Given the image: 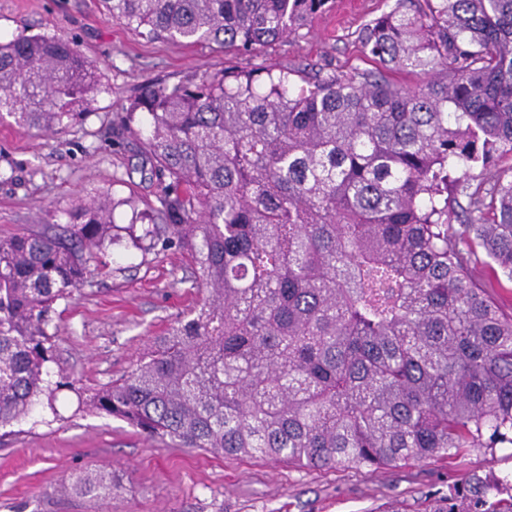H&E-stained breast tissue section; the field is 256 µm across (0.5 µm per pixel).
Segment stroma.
<instances>
[{"mask_svg":"<svg viewBox=\"0 0 512 512\" xmlns=\"http://www.w3.org/2000/svg\"><path fill=\"white\" fill-rule=\"evenodd\" d=\"M393 2L331 0L298 35L235 57L142 36L107 19L97 0H0V39L42 34L75 43L99 62L105 86L85 104L82 121L54 132L0 119V236L66 223V209L99 188L121 199L114 221L128 226L133 209L125 199L148 209L160 183L142 168L139 138L119 123L127 98L157 78L222 67L285 69L296 83L318 72L372 68L358 32ZM114 252L109 276L57 306L50 370L67 373L73 386L0 438V512H433L470 478L512 481V447L475 449L450 463L307 469L177 448L123 420L79 411L77 391L89 394L126 375L202 298L184 282L187 253L144 252L127 242ZM102 468L124 484L112 500L61 492L69 477Z\"/></svg>","mask_w":512,"mask_h":512,"instance_id":"35a3bbf8","label":"stroma"}]
</instances>
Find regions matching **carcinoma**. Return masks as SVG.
<instances>
[{
	"instance_id": "obj_1",
	"label": "carcinoma",
	"mask_w": 512,
	"mask_h": 512,
	"mask_svg": "<svg viewBox=\"0 0 512 512\" xmlns=\"http://www.w3.org/2000/svg\"><path fill=\"white\" fill-rule=\"evenodd\" d=\"M328 3L100 0L150 39L241 55ZM359 39L380 71L295 87L286 71L222 68L155 80L122 106L162 184L130 240L186 251L203 297L82 411L176 448L308 469L512 446V312L476 279L482 252L512 280V0H396ZM101 88L71 42L0 41V112L22 127L75 124ZM117 205L100 189L65 224L0 238L1 430L63 387L45 371L56 304L106 273ZM121 488L106 470L62 484L100 499ZM504 488L473 478L436 512H512Z\"/></svg>"
}]
</instances>
